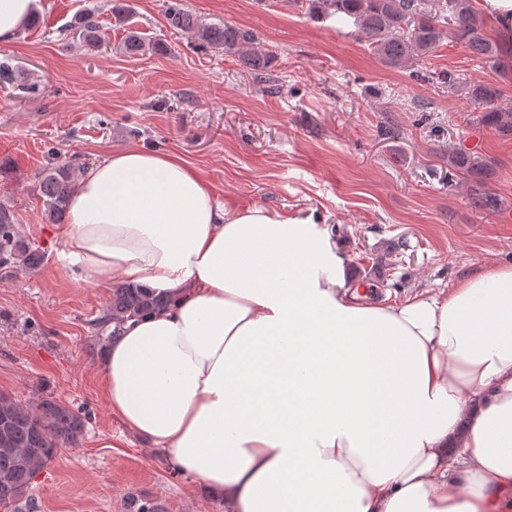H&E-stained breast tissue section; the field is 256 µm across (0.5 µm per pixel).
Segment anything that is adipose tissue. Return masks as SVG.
Listing matches in <instances>:
<instances>
[{
    "mask_svg": "<svg viewBox=\"0 0 512 512\" xmlns=\"http://www.w3.org/2000/svg\"><path fill=\"white\" fill-rule=\"evenodd\" d=\"M63 238L74 279L163 297L97 374L224 512H512V266L372 300L328 229L136 147L80 178Z\"/></svg>",
    "mask_w": 512,
    "mask_h": 512,
    "instance_id": "adipose-tissue-1",
    "label": "adipose tissue"
}]
</instances>
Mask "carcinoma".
Here are the masks:
<instances>
[{"instance_id": "obj_1", "label": "carcinoma", "mask_w": 512, "mask_h": 512, "mask_svg": "<svg viewBox=\"0 0 512 512\" xmlns=\"http://www.w3.org/2000/svg\"><path fill=\"white\" fill-rule=\"evenodd\" d=\"M310 18L334 17L352 22L355 32L364 38L373 53L387 66L408 69L428 56L443 36V25L461 41L480 64L495 66L508 49L487 37L483 21L473 10L471 0H310ZM164 16L170 28L192 36L198 48L222 49L241 55L245 67L258 82L273 84V57L255 47L253 32L235 25L213 27L202 23L181 7L180 0H171ZM87 46L100 42L96 24L89 18H78ZM129 56L156 52L159 45L130 32L121 45ZM440 82L453 90L465 91L466 99L482 112L481 120L503 135H512V106L499 103L500 89L493 84L460 83L452 74ZM449 166L478 181L487 179L492 168L486 161L468 152L456 150L448 154ZM50 224L68 219L69 202L76 189L74 168L69 162L46 168L37 177L35 186ZM40 251L25 242L9 206L0 203V268L18 263L28 268L40 264ZM162 304V298L149 296L137 288L123 284L112 289V300L92 322L101 336H116L131 318L150 312ZM9 417L7 432L0 431V504L12 512H35L37 504L29 496L37 474L49 464L62 448L80 444L86 416L78 409L53 398H44L34 406L23 405L0 396V416Z\"/></svg>"}]
</instances>
